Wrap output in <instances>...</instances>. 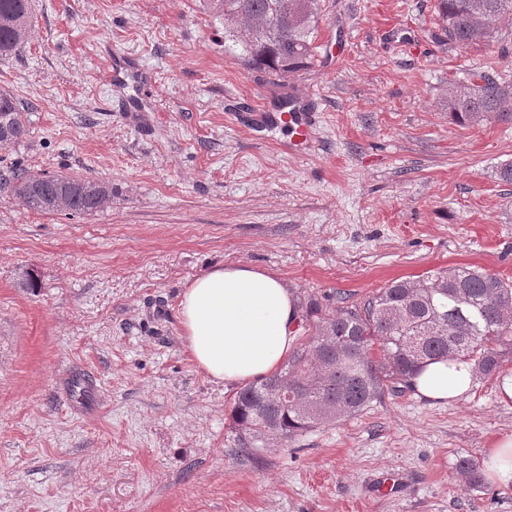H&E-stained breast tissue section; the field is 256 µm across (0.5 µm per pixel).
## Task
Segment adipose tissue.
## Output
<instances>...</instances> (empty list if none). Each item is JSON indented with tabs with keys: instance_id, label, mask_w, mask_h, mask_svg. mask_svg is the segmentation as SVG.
Segmentation results:
<instances>
[{
	"instance_id": "ef3b65f1",
	"label": "adipose tissue",
	"mask_w": 512,
	"mask_h": 512,
	"mask_svg": "<svg viewBox=\"0 0 512 512\" xmlns=\"http://www.w3.org/2000/svg\"><path fill=\"white\" fill-rule=\"evenodd\" d=\"M180 319L197 366L224 382L275 373L297 341V309L285 281L246 265L218 266L197 277L182 294ZM413 383L425 399L455 400L471 387V366L430 362Z\"/></svg>"
}]
</instances>
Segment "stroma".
Masks as SVG:
<instances>
[{
	"label": "stroma",
	"instance_id": "35a3bbf8",
	"mask_svg": "<svg viewBox=\"0 0 512 512\" xmlns=\"http://www.w3.org/2000/svg\"><path fill=\"white\" fill-rule=\"evenodd\" d=\"M388 16L403 44L380 35ZM318 31L331 65L278 76L225 53L199 0H35L0 61V88L28 108L0 176L105 182L112 206L44 214L0 191V512H512V487L476 490L456 469L512 434L498 378L457 401L408 389L253 449L231 429L238 385L188 350L181 295L220 263L355 303L439 267L512 280V184L497 176L512 125L461 126L442 105L473 73L512 82V31L449 44L434 0H321ZM310 92L311 149L254 125L259 105ZM77 373L99 388L82 415L63 392ZM388 474L398 493L378 492Z\"/></svg>",
	"mask_w": 512,
	"mask_h": 512
}]
</instances>
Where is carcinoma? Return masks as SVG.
Returning a JSON list of instances; mask_svg holds the SVG:
<instances>
[{
  "instance_id": "cac0c4a2",
  "label": "carcinoma",
  "mask_w": 512,
  "mask_h": 512,
  "mask_svg": "<svg viewBox=\"0 0 512 512\" xmlns=\"http://www.w3.org/2000/svg\"><path fill=\"white\" fill-rule=\"evenodd\" d=\"M224 25V51L250 66L286 75L315 58L319 0H202ZM441 31L462 48L487 45L503 28L512 29V0H436ZM33 0H0V60L25 42L33 21ZM448 83L443 105L459 125L489 117L512 123V85L479 74ZM27 136L25 109L0 91V143ZM22 206L69 216L102 212L112 205V186L67 173H34L15 166L0 190ZM308 336L280 371L245 385L230 411L243 448L268 440L290 441L319 426L354 417L387 393L409 388L427 360L461 358L474 373L496 375L512 356V281L486 269L461 265L433 270L417 280L388 282L360 303L344 293L322 305L302 303ZM288 391V406L268 399ZM458 471L477 488V461L462 457Z\"/></svg>"
}]
</instances>
